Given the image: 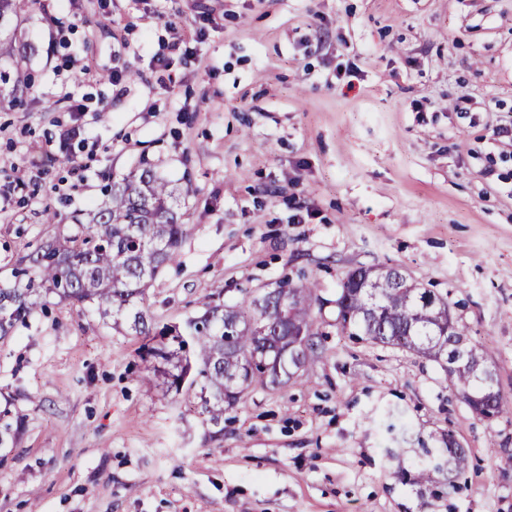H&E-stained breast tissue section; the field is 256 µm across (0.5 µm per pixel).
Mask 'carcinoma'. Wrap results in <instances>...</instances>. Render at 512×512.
Listing matches in <instances>:
<instances>
[{"instance_id":"1","label":"carcinoma","mask_w":512,"mask_h":512,"mask_svg":"<svg viewBox=\"0 0 512 512\" xmlns=\"http://www.w3.org/2000/svg\"><path fill=\"white\" fill-rule=\"evenodd\" d=\"M33 0H0V29L27 11ZM27 51L16 32L0 34V57ZM105 205L77 222L63 241L43 243L13 269L14 283L0 287V338L18 323L45 308L54 298L75 306L83 316L94 307L112 317L115 327L127 324L136 334L153 336L146 356L167 389H179L189 374L201 383V411L210 422L224 421V407H233L255 379L281 383L288 370H275L277 343L294 332L304 341V358L319 347L315 308L320 303L313 283L284 279L277 288L255 298L244 294L234 306L220 308L206 299L203 313L189 322L190 337L175 327L153 328L144 309L145 292L158 272L178 262L187 233L175 190L144 162L120 181L105 186ZM413 283L397 267L382 271L359 267L349 272L336 300L341 330L371 344L414 352L433 361L448 354V302ZM484 356L471 346L469 360L441 365L445 380L476 414L484 405L472 400L479 391L473 368ZM22 421L0 410V447L16 443ZM448 488L465 466L464 449L448 436Z\"/></svg>"}]
</instances>
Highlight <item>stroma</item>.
Instances as JSON below:
<instances>
[{"mask_svg":"<svg viewBox=\"0 0 512 512\" xmlns=\"http://www.w3.org/2000/svg\"><path fill=\"white\" fill-rule=\"evenodd\" d=\"M16 26L31 50L0 70L31 87L0 106V284L148 161L188 222L153 323L186 330L200 298L287 275L317 282L322 338L216 425L195 388L162 386L143 336L51 300L0 340L24 418L0 512H512V413L478 417L437 362L336 321L351 270L400 268L512 405V139L492 135L512 126V0H35ZM451 437L457 489L413 484Z\"/></svg>","mask_w":512,"mask_h":512,"instance_id":"35a3bbf8","label":"stroma"}]
</instances>
